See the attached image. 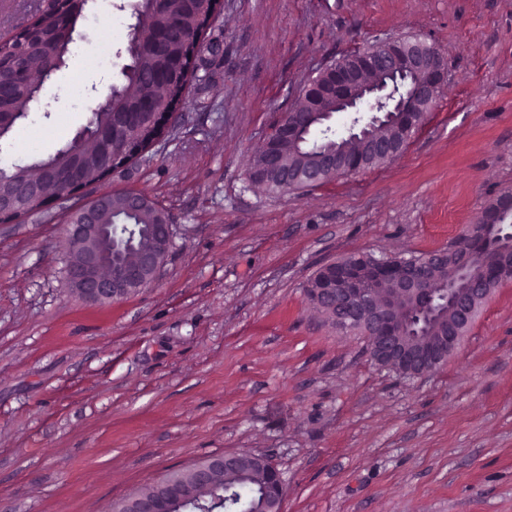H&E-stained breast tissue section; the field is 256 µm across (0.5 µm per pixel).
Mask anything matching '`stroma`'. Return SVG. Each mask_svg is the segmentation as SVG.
Returning a JSON list of instances; mask_svg holds the SVG:
<instances>
[{
    "label": "stroma",
    "mask_w": 512,
    "mask_h": 512,
    "mask_svg": "<svg viewBox=\"0 0 512 512\" xmlns=\"http://www.w3.org/2000/svg\"><path fill=\"white\" fill-rule=\"evenodd\" d=\"M133 0H88L65 64L0 167L70 142L128 61ZM176 129L101 191L170 214L158 281L91 304L64 277L73 209L0 224V512H113L215 453L281 471L283 512H512V280L447 363L372 361L306 295L351 255L448 248L512 188V0H224ZM448 59L436 107L394 160L285 195L254 153L324 65L387 36ZM91 66L75 72L78 58Z\"/></svg>",
    "instance_id": "obj_1"
}]
</instances>
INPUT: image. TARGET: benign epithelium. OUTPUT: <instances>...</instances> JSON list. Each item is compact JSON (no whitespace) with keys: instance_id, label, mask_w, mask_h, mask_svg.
I'll list each match as a JSON object with an SVG mask.
<instances>
[{"instance_id":"7a95c632","label":"benign epithelium","mask_w":512,"mask_h":512,"mask_svg":"<svg viewBox=\"0 0 512 512\" xmlns=\"http://www.w3.org/2000/svg\"><path fill=\"white\" fill-rule=\"evenodd\" d=\"M55 14L59 34L72 36L75 22L68 0H49ZM407 37H386L362 49L357 58L338 61L323 68L315 80L304 85L299 93L307 100V112L297 116L300 107L294 106L282 114L261 148V174L282 178V162L278 142L298 140L311 117L328 118L335 112H364L349 132L359 150L347 154L339 149L325 152L321 166L326 177L356 173L366 167L369 158L387 162L401 153L398 142L382 137L369 122H384L390 127L408 118L406 130L417 128L428 109L440 99L448 78V59L436 48L426 51L405 50ZM387 79L407 81L405 98L392 108L385 101L395 95ZM159 106L150 97L118 109L119 115H138L157 112ZM94 135L105 147L112 146L110 132L95 130L86 124L75 136L81 140ZM106 153L78 156L63 173L51 162L36 165L39 178L30 180L17 175L0 180V211L8 209L19 197L40 199L49 183L65 186L61 195L78 199L90 184L86 167L102 166ZM126 212L138 215L153 207L156 221L149 225L151 246L136 251L131 259L114 254L111 225L105 216L112 213V194L102 193L92 201L71 211L64 224L74 257L66 265L65 275L72 293L95 303L111 304L122 301L134 292L151 286L158 279L174 240V228L169 213L148 195L128 192ZM478 249L487 255L482 277L471 278L468 271L472 254L453 250L429 255L425 260L408 264L397 258L391 261H370L360 255L353 260L336 261L323 266L315 287L309 289L312 304L330 314V324L340 332L360 331L369 344V355L378 365L419 375L435 363L448 358L462 339L464 329L472 324L479 303L490 293L489 284L512 277V254L499 248L487 231L477 232ZM452 263L457 275L464 279L462 286L448 289V313L451 324L438 329V335L425 344L411 346L404 341L407 335V312L413 308L426 311L432 304L435 289L431 288L435 266ZM253 466L261 471L264 512H282L286 493L285 483L277 466L268 458L244 453H218L195 463L190 480L165 476L146 494L133 493L116 507V512H175L189 504H198L201 492L209 489L217 473H235Z\"/></svg>"}]
</instances>
